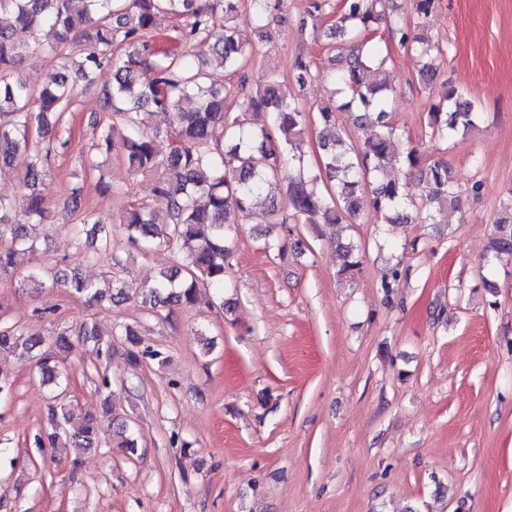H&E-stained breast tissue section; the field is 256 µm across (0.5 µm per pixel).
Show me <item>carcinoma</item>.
Returning a JSON list of instances; mask_svg holds the SVG:
<instances>
[{"label": "carcinoma", "instance_id": "cac0c4a2", "mask_svg": "<svg viewBox=\"0 0 512 512\" xmlns=\"http://www.w3.org/2000/svg\"><path fill=\"white\" fill-rule=\"evenodd\" d=\"M284 0H224V9L201 6L197 0H0V171L10 167L13 154L30 153L25 174L29 193L22 202L0 197V275H15V257L33 246L25 236L22 215L38 224L46 218L45 199L39 189L46 176L45 164L54 147L47 139L49 126L59 125L77 94V84L57 73L51 84L37 90L22 82L8 81L9 71L23 56H37L50 48L62 55L81 59L80 79L89 81L105 66L112 67V83L102 89L104 108L110 112L112 128H121V149L134 171H156L160 177L154 195L165 209L163 229H158L155 212L146 205L130 210L123 220L128 238L145 251L155 246L176 244V259L152 285L142 291L151 307L191 306L200 288L224 287L225 260L229 254L224 225L245 218L257 198L269 196L271 223L350 224L360 210L362 192L369 181L373 208L386 223L437 224L445 210L460 207L456 179L448 164L434 161L421 165V152L408 148L403 158L392 147L396 128L388 120L392 106L381 48L370 39L386 19L394 0H339L336 19L329 24L336 39L328 51L351 44L348 54H338L339 73L333 75L337 89L318 106L316 122L333 131L319 138L316 164L304 170L305 130L309 113L295 100L278 92L279 75L269 74L265 87L240 102L245 111L265 112L270 121L246 131L226 106L230 88L214 80L188 55L165 52L155 62L146 35L156 29L161 17L176 22L174 30L181 44H204L232 74L245 67L254 55L253 47L237 38L241 20L257 27L283 7ZM439 0H409L413 22L389 28L392 46L411 51L424 60L421 83L430 85L435 68L430 59L441 53L425 30V20ZM20 26L34 34L33 40L18 43L9 30ZM312 64L300 56L293 79L304 85ZM372 79H367V75ZM197 100L191 110L186 100ZM171 115L166 152L155 147L148 130L151 111ZM352 116L353 125L370 131L361 143L352 141L338 113ZM478 118L473 103L459 95H448L430 103L427 127L442 138L465 135ZM272 159L258 167L255 153ZM397 166L418 170L425 201L417 205L404 193V183L393 175ZM497 233L491 242L496 254H512V203L501 207L495 221ZM337 274L353 285L362 265L351 243H338ZM27 288L46 284L64 285L92 302L103 297L93 283L69 278L53 265L38 274L20 275ZM43 340L13 328L0 327V351L35 355L44 386L60 385L59 363L75 348L69 329L57 332L50 347ZM128 350V357L162 362V352L150 347ZM53 444L65 438L79 451L98 446L99 428L94 418L77 422L75 409L64 402L50 407ZM117 447L129 456L137 446L127 427L113 430Z\"/></svg>", "mask_w": 512, "mask_h": 512}]
</instances>
